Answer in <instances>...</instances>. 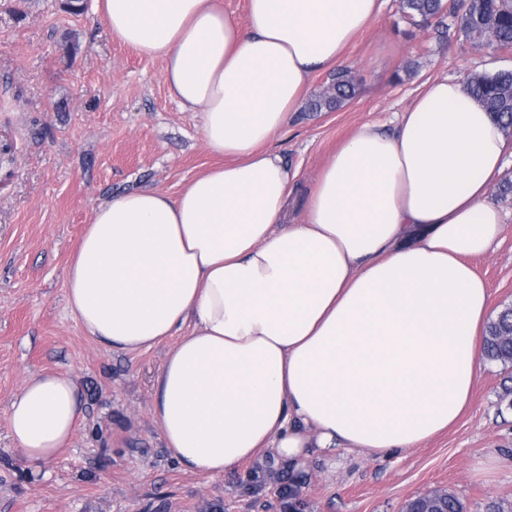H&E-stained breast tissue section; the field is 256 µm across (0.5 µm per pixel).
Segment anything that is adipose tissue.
Here are the masks:
<instances>
[{
	"label": "adipose tissue",
	"mask_w": 512,
	"mask_h": 512,
	"mask_svg": "<svg viewBox=\"0 0 512 512\" xmlns=\"http://www.w3.org/2000/svg\"><path fill=\"white\" fill-rule=\"evenodd\" d=\"M95 2L111 35L163 60L222 159L177 196L100 202L68 269L87 336L122 351L177 337L152 407L169 454L210 475L339 449L378 459L453 425L488 316L467 260L502 232L490 191L512 149L464 80L426 81L394 129L362 125L298 197L271 145L380 0H246L244 25L222 0ZM82 417L73 380L35 374L10 432L38 467Z\"/></svg>",
	"instance_id": "obj_1"
}]
</instances>
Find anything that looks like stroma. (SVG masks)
<instances>
[{"label": "stroma", "mask_w": 512, "mask_h": 512, "mask_svg": "<svg viewBox=\"0 0 512 512\" xmlns=\"http://www.w3.org/2000/svg\"><path fill=\"white\" fill-rule=\"evenodd\" d=\"M344 58L356 96L332 112L298 110L274 143L305 188L362 125L393 128L427 79L512 69V52L473 49L439 21L409 19L401 0H381ZM162 70L93 7L0 0V512H290L280 489L292 480L305 512H400L433 489L456 493L468 512L512 499V409L499 404L502 366L488 360L453 427L386 458L314 456L293 471L267 458L211 477L170 457L152 415L170 342L107 349L66 296L75 243L102 200L142 188L177 195L217 161L202 113L171 99ZM499 208L502 234L474 262L493 315L512 304V202ZM42 372L76 382L84 416L70 448L34 468L8 418L23 380Z\"/></svg>", "instance_id": "35a3bbf8"}]
</instances>
